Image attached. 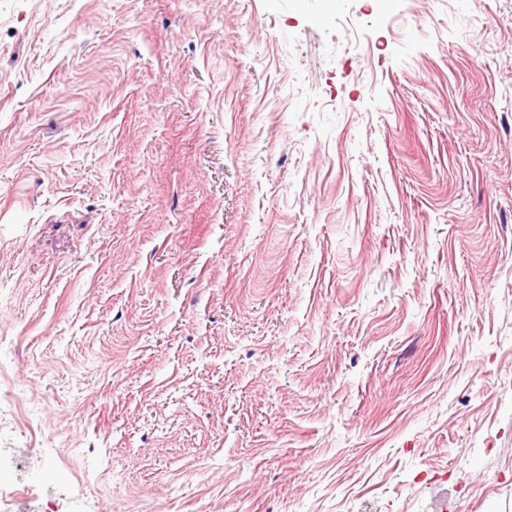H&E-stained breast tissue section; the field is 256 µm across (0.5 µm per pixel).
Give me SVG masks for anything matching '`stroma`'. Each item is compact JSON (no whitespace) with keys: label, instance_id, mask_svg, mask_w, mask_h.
<instances>
[{"label":"stroma","instance_id":"obj_1","mask_svg":"<svg viewBox=\"0 0 512 512\" xmlns=\"http://www.w3.org/2000/svg\"><path fill=\"white\" fill-rule=\"evenodd\" d=\"M0 512H512V0H0Z\"/></svg>","mask_w":512,"mask_h":512}]
</instances>
